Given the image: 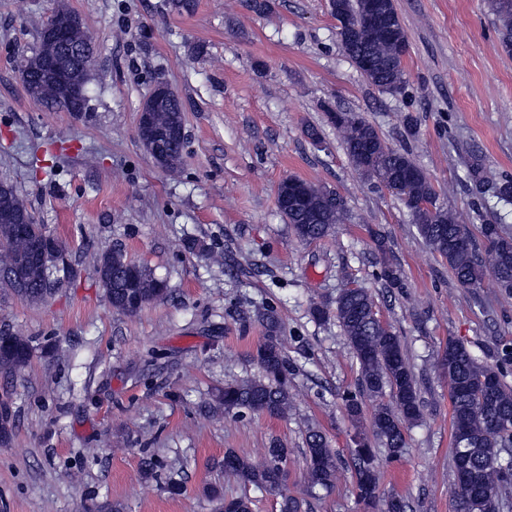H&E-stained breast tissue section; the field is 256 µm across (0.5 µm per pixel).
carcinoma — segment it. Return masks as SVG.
<instances>
[{
  "mask_svg": "<svg viewBox=\"0 0 512 512\" xmlns=\"http://www.w3.org/2000/svg\"><path fill=\"white\" fill-rule=\"evenodd\" d=\"M331 14L341 23L337 38L346 55L369 82L383 92L401 93L407 85L404 57L409 45L402 27L392 36L376 40L353 39V27L366 24L365 0H330ZM492 10L500 22L502 48L512 54V0H492ZM329 120L341 137V143L356 169L365 177L385 186L397 177L412 178L411 190L400 193L413 223L425 243L448 262L457 284L474 294L490 278L502 292L512 294V236L500 224L480 225L479 235L457 221L454 213L439 201V194L424 170L407 153L389 148L376 128L351 112H329ZM154 124L137 128L143 149L160 166L176 170L182 161L185 135L183 106L172 99L154 104ZM304 188L296 197L288 179L280 182L278 210L302 242L326 237L336 224L349 219L344 198L333 190L300 181ZM492 196L503 205H512V178H504L490 187ZM32 218L16 186L0 181V286L31 304L47 301L58 279L54 269L60 256L49 247L35 254L43 227L31 223L20 234L9 219L15 214ZM99 282L108 302L118 312L135 314L146 305L162 299L166 284L143 264L128 261L119 249L101 254L97 264ZM381 277L390 288L403 287L398 267L389 259L383 262ZM375 302L363 288H343L336 297V323L359 364L362 394L376 400L370 431L360 426L361 400L346 399L348 419L355 427L354 440L363 447L352 450L356 478V496L365 508L389 512L392 502L405 512L404 501L380 490L372 440L380 441L390 457L398 458L407 447L410 426L421 411L414 374L401 337L389 324H381ZM263 342L254 359L261 375L224 385L216 403L206 409L224 410L234 417L268 415L283 418L291 410L289 360L284 336L276 312L262 314ZM32 355L30 340L8 328L0 327V372L21 370ZM512 352L506 351L490 364L475 355L460 340L450 339L439 365L448 383L458 386L452 399L454 468L457 482L453 512H498V494L512 480V456L502 450L512 447V386L505 381L506 365ZM389 396L391 403L382 401ZM306 476L310 489L327 488L336 482L339 463L328 438L311 428L306 438ZM288 448L275 441L267 449L262 463L251 461L231 450L224 453L220 468L224 478L245 489H256L279 498L280 512H301L302 502L287 492ZM215 503V512H252L253 501L247 494L226 497L217 486L206 488Z\"/></svg>",
  "mask_w": 512,
  "mask_h": 512,
  "instance_id": "1",
  "label": "carcinoma"
}]
</instances>
